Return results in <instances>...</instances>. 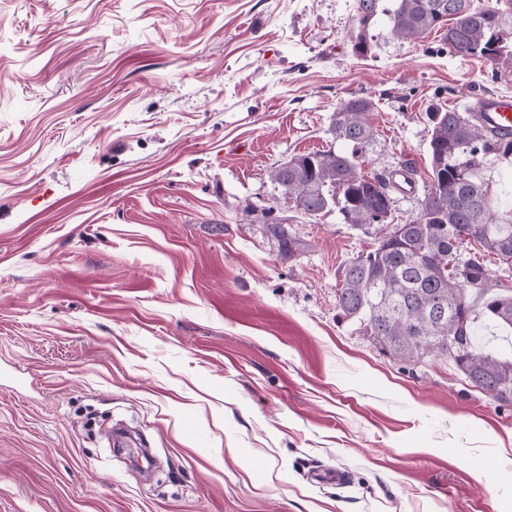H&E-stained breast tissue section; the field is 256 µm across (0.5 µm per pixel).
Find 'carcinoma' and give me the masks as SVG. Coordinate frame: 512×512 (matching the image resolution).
Listing matches in <instances>:
<instances>
[{
	"label": "carcinoma",
	"instance_id": "carcinoma-1",
	"mask_svg": "<svg viewBox=\"0 0 512 512\" xmlns=\"http://www.w3.org/2000/svg\"><path fill=\"white\" fill-rule=\"evenodd\" d=\"M354 9L360 29L352 50L358 56L371 51L369 28L383 15L392 34L404 39L448 26V48L462 59L496 65L506 55L512 58V17L478 0H354ZM373 109L372 100L353 97L333 112L329 132L351 145V152L300 154L296 166L273 171L280 188L299 181L288 195L303 196L302 214L335 210L354 227L385 222L396 184L387 175L363 171L359 162L380 147L369 119ZM429 120L430 186L418 213L344 268L338 307L390 357L417 362L435 351L450 358L472 387L512 403V350L501 351L495 336H477L476 326L482 317L489 326L512 330V294L499 292L486 265L461 252L473 241L512 262V223L491 213L487 191L473 176L478 154L507 158L512 139L442 106Z\"/></svg>",
	"mask_w": 512,
	"mask_h": 512
}]
</instances>
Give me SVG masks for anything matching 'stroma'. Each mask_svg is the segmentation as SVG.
Returning a JSON list of instances; mask_svg holds the SVG:
<instances>
[{"instance_id":"35a3bbf8","label":"stroma","mask_w":512,"mask_h":512,"mask_svg":"<svg viewBox=\"0 0 512 512\" xmlns=\"http://www.w3.org/2000/svg\"><path fill=\"white\" fill-rule=\"evenodd\" d=\"M358 31L354 0H0V512H512V403L381 353L336 299L379 227L271 178L372 99L404 223L428 112L512 96V60ZM474 175L511 220L512 157Z\"/></svg>"}]
</instances>
